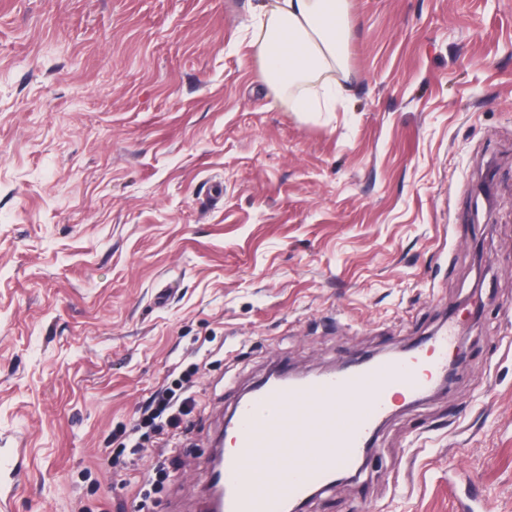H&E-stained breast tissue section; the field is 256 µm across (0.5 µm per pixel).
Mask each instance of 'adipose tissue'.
Segmentation results:
<instances>
[{"label": "adipose tissue", "instance_id": "1", "mask_svg": "<svg viewBox=\"0 0 512 512\" xmlns=\"http://www.w3.org/2000/svg\"><path fill=\"white\" fill-rule=\"evenodd\" d=\"M349 7V0H267L257 10L254 45L268 85L321 90L314 98H283L288 111H335L343 89L330 74L348 67Z\"/></svg>", "mask_w": 512, "mask_h": 512}]
</instances>
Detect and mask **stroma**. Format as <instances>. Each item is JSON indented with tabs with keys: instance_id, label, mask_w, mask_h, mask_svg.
I'll return each mask as SVG.
<instances>
[{
	"instance_id": "obj_1",
	"label": "stroma",
	"mask_w": 512,
	"mask_h": 512,
	"mask_svg": "<svg viewBox=\"0 0 512 512\" xmlns=\"http://www.w3.org/2000/svg\"><path fill=\"white\" fill-rule=\"evenodd\" d=\"M259 0H0L12 512H203L226 412L453 332L306 512H512V0H350L345 98L286 112ZM195 408L124 452L153 394Z\"/></svg>"
}]
</instances>
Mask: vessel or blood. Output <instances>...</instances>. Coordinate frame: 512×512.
I'll list each match as a JSON object with an SVG mask.
<instances>
[{"instance_id": "vessel-or-blood-1", "label": "vessel or blood", "mask_w": 512, "mask_h": 512, "mask_svg": "<svg viewBox=\"0 0 512 512\" xmlns=\"http://www.w3.org/2000/svg\"><path fill=\"white\" fill-rule=\"evenodd\" d=\"M448 367V340L418 344L401 358H355L341 371L255 388L236 409V449L225 455L215 512H288L339 473L358 469L389 393L418 399ZM23 471L18 449L0 448V512Z\"/></svg>"}]
</instances>
